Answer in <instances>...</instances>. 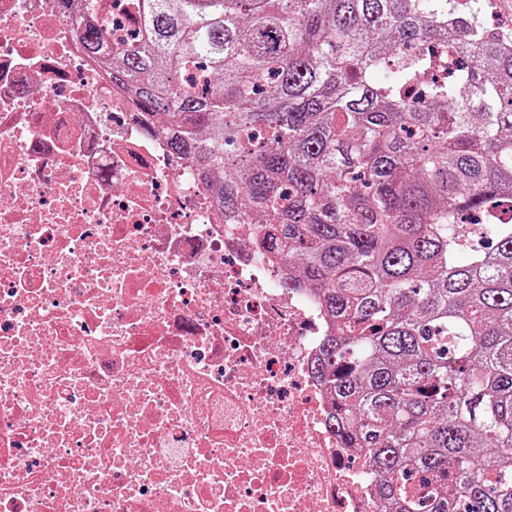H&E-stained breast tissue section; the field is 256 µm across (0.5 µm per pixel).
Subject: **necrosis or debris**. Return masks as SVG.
I'll return each instance as SVG.
<instances>
[{
	"label": "necrosis or debris",
	"instance_id": "necrosis-or-debris-1",
	"mask_svg": "<svg viewBox=\"0 0 512 512\" xmlns=\"http://www.w3.org/2000/svg\"><path fill=\"white\" fill-rule=\"evenodd\" d=\"M132 0H95L112 42ZM0 0V512H378L333 326L82 43Z\"/></svg>",
	"mask_w": 512,
	"mask_h": 512
}]
</instances>
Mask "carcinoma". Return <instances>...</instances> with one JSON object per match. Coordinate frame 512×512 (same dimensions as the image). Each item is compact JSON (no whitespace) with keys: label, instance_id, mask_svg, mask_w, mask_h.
Listing matches in <instances>:
<instances>
[{"label":"carcinoma","instance_id":"1","mask_svg":"<svg viewBox=\"0 0 512 512\" xmlns=\"http://www.w3.org/2000/svg\"><path fill=\"white\" fill-rule=\"evenodd\" d=\"M457 2L135 0L137 43L81 32L320 298L331 424L391 512H512V41ZM428 42L467 67L402 55Z\"/></svg>","mask_w":512,"mask_h":512}]
</instances>
